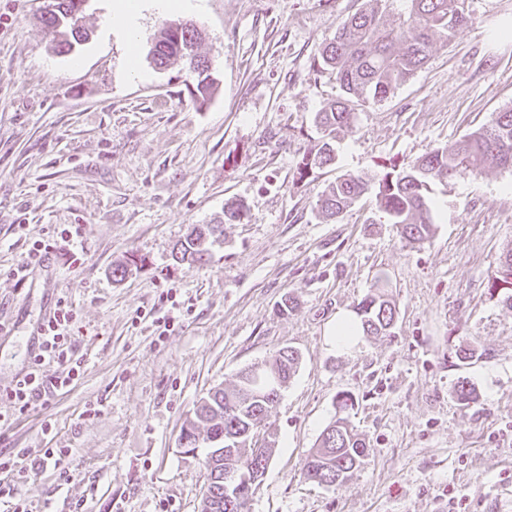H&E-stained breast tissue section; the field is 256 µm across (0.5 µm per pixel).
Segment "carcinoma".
I'll use <instances>...</instances> for the list:
<instances>
[{
  "label": "carcinoma",
  "mask_w": 512,
  "mask_h": 512,
  "mask_svg": "<svg viewBox=\"0 0 512 512\" xmlns=\"http://www.w3.org/2000/svg\"><path fill=\"white\" fill-rule=\"evenodd\" d=\"M83 0H54V9L42 14L39 21L54 35L56 46L71 50L78 41L74 26L80 22ZM389 0H365L364 6L336 24L333 36L325 41L313 57L311 67L318 74L336 80L343 95L325 103L317 112V121L328 140L316 152H307L297 166V180L303 181L315 170L335 163L331 140L338 132L352 127L354 104L381 102L400 85L410 80L426 65L438 46H446L458 31L471 22L467 0H404L405 10L388 21L385 4ZM201 31L193 24L166 25L154 42L150 55L162 67L174 58L183 60L192 82L191 96L205 102L211 95L209 61L197 52ZM503 169H512V108L493 115L491 120L452 145L434 149L410 161L402 169L386 172L375 190L376 203L390 221L399 225L401 236L420 241L432 232L433 219L427 192L430 183L442 178L453 179L479 173L486 161ZM371 187L360 176L343 175L317 201L323 218L338 217ZM247 209L241 201L224 205V223H241ZM223 233L220 224H194L192 231L172 251L177 264H203L209 259L210 246ZM503 288L502 302L512 310V249L501 261L491 289ZM396 308L379 282L357 304L363 333L384 335L395 319ZM297 352L282 348L271 362L262 363L259 376L251 368L241 370L237 383L230 389L217 388L197 404L193 422L189 423L187 447L196 444V431L202 427L209 448L247 447L250 429L262 422L269 408L278 401L283 384L296 371ZM366 456L364 440L354 432L344 417L330 423L319 436L302 468L308 481L334 486L358 470ZM257 460L225 456V465L208 472L212 512H234L224 507V467L232 462Z\"/></svg>",
  "instance_id": "1"
}]
</instances>
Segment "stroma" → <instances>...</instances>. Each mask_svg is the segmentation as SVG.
<instances>
[{
  "instance_id": "35a3bbf8",
  "label": "stroma",
  "mask_w": 512,
  "mask_h": 512,
  "mask_svg": "<svg viewBox=\"0 0 512 512\" xmlns=\"http://www.w3.org/2000/svg\"><path fill=\"white\" fill-rule=\"evenodd\" d=\"M363 4L148 7L135 75L108 31L110 0H89V38L68 52L39 21L47 0H0V391L26 372L61 302L84 364L70 391L0 423V453L70 451L19 487L32 512H198L207 474L183 454V426L211 388L284 347L300 362L263 422L258 443L272 452L250 512H448L453 494L461 512H512V311L488 288L512 249V171L489 162L435 183L433 233L416 244L373 195L333 221L316 209L336 177L380 179L512 107V0H469L473 24L386 100L360 106L335 164L297 181L322 140L316 113L341 94L312 59ZM179 22L204 33L214 92L202 104L181 61L158 67L149 55ZM234 199L246 220L225 225L206 263L173 265L189 225L223 219ZM70 224L81 229L79 263L57 238ZM48 239L55 248L29 265ZM379 279L396 306L390 333L336 348L337 314ZM288 295L297 305L284 315ZM461 345L474 349L469 361L457 359ZM342 394L368 456L326 487L301 469Z\"/></svg>"
}]
</instances>
